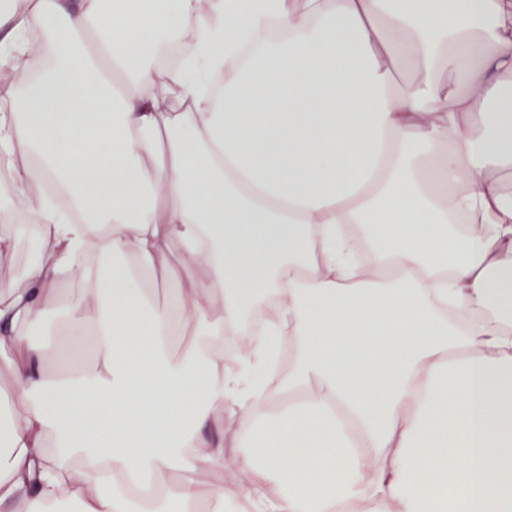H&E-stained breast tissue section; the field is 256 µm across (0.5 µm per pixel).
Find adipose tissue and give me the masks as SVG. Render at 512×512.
Returning <instances> with one entry per match:
<instances>
[{
  "instance_id": "ef3b65f1",
  "label": "adipose tissue",
  "mask_w": 512,
  "mask_h": 512,
  "mask_svg": "<svg viewBox=\"0 0 512 512\" xmlns=\"http://www.w3.org/2000/svg\"><path fill=\"white\" fill-rule=\"evenodd\" d=\"M6 5L0 51L26 70L35 30L52 63L0 112V164L84 219L29 199L40 257L0 289V502L133 512L176 472L144 512H512V0ZM466 59L464 92L436 80ZM90 246L105 275L79 267ZM156 265L178 283L159 310ZM76 275L94 366L50 380L26 330Z\"/></svg>"
}]
</instances>
